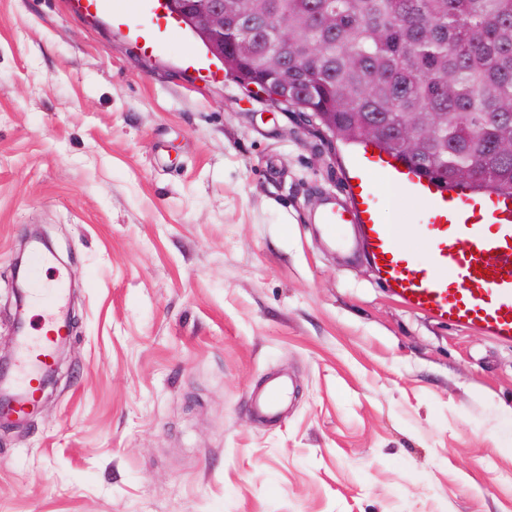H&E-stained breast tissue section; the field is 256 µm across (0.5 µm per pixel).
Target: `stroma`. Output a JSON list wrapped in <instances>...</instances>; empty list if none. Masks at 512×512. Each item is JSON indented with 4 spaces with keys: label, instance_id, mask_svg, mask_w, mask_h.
I'll return each mask as SVG.
<instances>
[{
    "label": "stroma",
    "instance_id": "1",
    "mask_svg": "<svg viewBox=\"0 0 512 512\" xmlns=\"http://www.w3.org/2000/svg\"><path fill=\"white\" fill-rule=\"evenodd\" d=\"M71 2L0 0V342L35 228L74 318L0 428V512H512V344L311 222L356 146ZM274 376L270 422L246 405Z\"/></svg>",
    "mask_w": 512,
    "mask_h": 512
}]
</instances>
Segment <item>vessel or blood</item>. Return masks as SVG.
I'll list each match as a JSON object with an SVG mask.
<instances>
[{"label":"vessel or blood","instance_id":"b4317fda","mask_svg":"<svg viewBox=\"0 0 512 512\" xmlns=\"http://www.w3.org/2000/svg\"><path fill=\"white\" fill-rule=\"evenodd\" d=\"M74 7L132 26L146 52L160 51L182 34V22L169 11L166 0H75ZM351 178L345 201L327 204L319 213L326 237L344 247L346 227L355 226L365 259L393 296L448 324L512 342V197L443 186L420 174L414 164L370 145L363 146ZM381 182L396 198L423 204L413 235L384 218L377 193ZM48 262L46 253L34 250L30 290L48 329L19 344V384L26 390L47 366L50 349L61 334L65 289L59 283H44L37 275ZM287 390L285 383L271 384L263 398L254 401V408L276 416Z\"/></svg>","mask_w":512,"mask_h":512}]
</instances>
